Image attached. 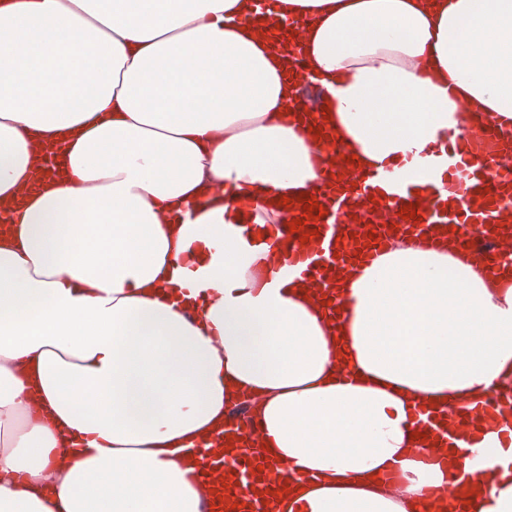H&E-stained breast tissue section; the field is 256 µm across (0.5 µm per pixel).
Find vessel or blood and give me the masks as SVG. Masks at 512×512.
<instances>
[{
	"mask_svg": "<svg viewBox=\"0 0 512 512\" xmlns=\"http://www.w3.org/2000/svg\"><path fill=\"white\" fill-rule=\"evenodd\" d=\"M445 153L448 168L441 182L431 185L428 194L446 199V206L418 208L412 219L395 215L392 224L425 238L437 236L442 227L458 228L457 245L482 258L492 269L512 268V225L501 229L496 226L499 214L512 213V169L501 164L503 158L512 156V129L505 130L494 121H484L475 131L447 142ZM476 155L485 158L493 169L492 175L485 178L477 175L471 165ZM318 185L331 199L326 215L317 220L308 218L298 203L290 208L288 215L302 219L300 231H291L284 224L270 225L264 252V276L268 283H276L288 275L305 282H319L324 277L325 266L339 263L346 267L354 262L370 261L378 241L370 236L369 215L359 208V201L370 198L399 201L411 196L413 191L412 185L378 174L365 176L355 190L335 177L320 179ZM510 402L511 392L490 401H474L473 410L481 414L482 427L498 431L504 423L496 417L495 408ZM445 414V409H437L435 417L425 423L433 444L465 452L467 439L463 428L442 424ZM185 454L198 463L209 464L215 475L233 476L238 484L234 512H266L263 499L251 491L253 480L246 462L247 449L220 458L207 457L202 447L186 449Z\"/></svg>",
	"mask_w": 512,
	"mask_h": 512,
	"instance_id": "vessel-or-blood-1",
	"label": "vessel or blood"
}]
</instances>
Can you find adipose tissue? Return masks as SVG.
Wrapping results in <instances>:
<instances>
[{"label": "adipose tissue", "mask_w": 512, "mask_h": 512, "mask_svg": "<svg viewBox=\"0 0 512 512\" xmlns=\"http://www.w3.org/2000/svg\"><path fill=\"white\" fill-rule=\"evenodd\" d=\"M291 52L352 171L435 184L446 132L512 127V0H0V512H201L181 451L236 405L294 470L268 512H419L460 468L440 512H512V431L417 436L512 381V275L402 237L262 278L322 173ZM425 415L427 416V421L422 423L421 428L424 429V431H426L427 428L429 429L430 439L435 447L455 448L458 455L469 451V449L465 447V444L468 442L467 438L463 435L469 428L458 427L457 423L445 425L431 417V415H437L439 419H441L442 416L447 417V408L428 411Z\"/></svg>", "instance_id": "1"}]
</instances>
